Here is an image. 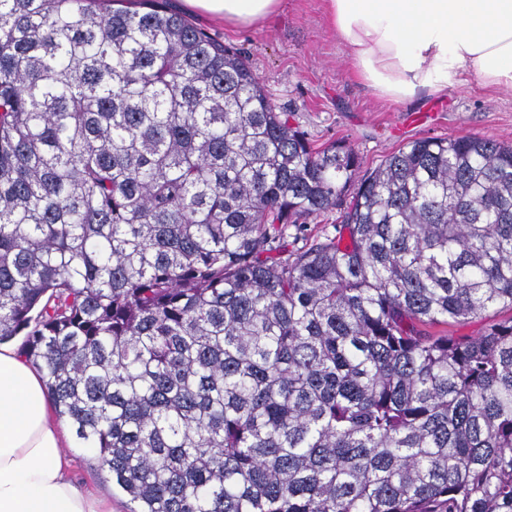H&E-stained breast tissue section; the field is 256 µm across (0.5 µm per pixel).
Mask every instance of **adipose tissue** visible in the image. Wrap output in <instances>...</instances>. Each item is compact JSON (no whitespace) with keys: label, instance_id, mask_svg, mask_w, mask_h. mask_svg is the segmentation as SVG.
<instances>
[{"label":"adipose tissue","instance_id":"1","mask_svg":"<svg viewBox=\"0 0 512 512\" xmlns=\"http://www.w3.org/2000/svg\"><path fill=\"white\" fill-rule=\"evenodd\" d=\"M246 27L280 0H182ZM357 76L391 102L447 93L460 76L512 87V0H326ZM65 434L39 372L0 344V512H101L69 478Z\"/></svg>","mask_w":512,"mask_h":512}]
</instances>
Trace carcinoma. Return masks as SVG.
<instances>
[{"label": "carcinoma", "instance_id": "1", "mask_svg": "<svg viewBox=\"0 0 512 512\" xmlns=\"http://www.w3.org/2000/svg\"><path fill=\"white\" fill-rule=\"evenodd\" d=\"M497 309L512 144L363 173L163 0H0V343L132 512H512V316L429 331ZM343 207L310 217L302 224H290L284 238V244L288 251L301 248L305 244L319 239H343L348 238L349 232L344 224H340ZM292 225V226H291ZM488 314H490V316L485 317L483 315L482 317L473 318L465 324L448 326V334H452L453 336H477L482 332L488 322L493 319L508 318L512 315V312L503 310L493 316L492 311H490Z\"/></svg>", "mask_w": 512, "mask_h": 512}]
</instances>
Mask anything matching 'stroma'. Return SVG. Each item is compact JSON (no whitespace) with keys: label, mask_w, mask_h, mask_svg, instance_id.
<instances>
[{"label":"stroma","mask_w":512,"mask_h":512,"mask_svg":"<svg viewBox=\"0 0 512 512\" xmlns=\"http://www.w3.org/2000/svg\"><path fill=\"white\" fill-rule=\"evenodd\" d=\"M191 20L216 39L238 48L264 83L277 111L318 148L336 142L351 146L363 169L380 164L409 141L478 135L512 142V88L487 87L468 78L437 97L410 103L376 100L351 71L346 48L338 41L325 13L324 0H280L279 11L247 28L198 14ZM340 210L289 226L288 250L314 240L347 239ZM72 477L112 512H130L131 504L113 489L84 448L70 447Z\"/></svg>","instance_id":"35a3bbf8"}]
</instances>
